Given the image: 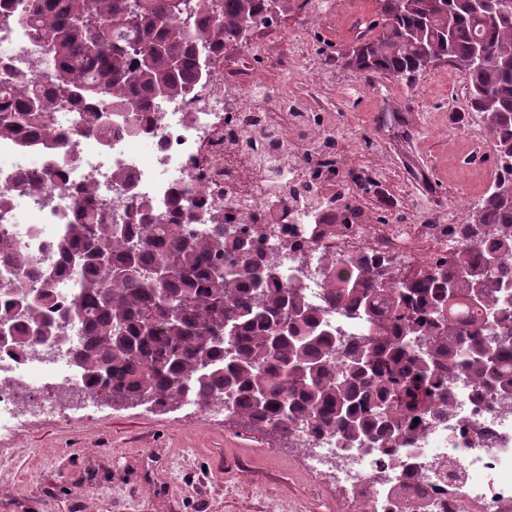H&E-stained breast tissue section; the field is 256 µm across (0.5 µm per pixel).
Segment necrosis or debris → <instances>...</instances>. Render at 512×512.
I'll list each match as a JSON object with an SVG mask.
<instances>
[{"instance_id":"necrosis-or-debris-1","label":"necrosis or debris","mask_w":512,"mask_h":512,"mask_svg":"<svg viewBox=\"0 0 512 512\" xmlns=\"http://www.w3.org/2000/svg\"><path fill=\"white\" fill-rule=\"evenodd\" d=\"M200 64L207 88L193 99H166L155 105L144 122L134 112L99 104L102 130H86L80 113L70 107L54 112L53 135L66 138V151L50 153L34 143L0 138V187L12 199L0 207V230H7L32 256L35 270L57 274L58 299L67 301L75 275L63 268L51 248L67 224L79 218L77 187L92 183L103 220L126 221L128 195L149 202L155 217L165 218L175 192H184L202 212L254 216L250 229L263 241L269 258L282 268L287 282L303 288L324 323L348 344L363 334L362 312H347L326 303L323 251L345 255L364 247L370 258H384L393 272H403L406 251L396 247L403 225H393L390 237L374 238L368 224L330 229L306 224L291 212L266 208L277 171L258 168L248 152L244 132L252 121L268 123L269 113L253 103L263 91L273 110L292 118L304 137L303 150L333 138L329 124L314 125L316 116L307 96L291 97L257 78L242 79L225 67L221 56L203 53ZM27 27L0 31V79L26 82L50 72ZM272 110V111H273ZM126 172L130 185L115 182V171ZM61 172L62 183L32 193L18 188L26 173L39 177ZM458 407L448 419H424L420 437L380 462L359 451L339 452L330 435L299 433L294 444L303 448L308 467L330 475L337 484L368 497V512H474L490 504L495 512H512V399L480 393L463 378H451ZM92 390L75 371L67 344L35 342L23 356L0 350V431L12 430L26 409L66 414V399L91 400ZM409 489L397 499L392 490Z\"/></svg>"}]
</instances>
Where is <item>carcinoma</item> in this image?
<instances>
[{
    "mask_svg": "<svg viewBox=\"0 0 512 512\" xmlns=\"http://www.w3.org/2000/svg\"><path fill=\"white\" fill-rule=\"evenodd\" d=\"M327 0H0V25L28 26L47 43L55 67L49 84L0 82V136L24 137L66 102L99 127L92 103L109 100L149 112L160 99L190 96L202 87L197 52L246 46L245 33ZM352 55L357 72L412 81L440 57L466 63L475 43L485 60L466 67L469 103L491 134L496 176L456 232L450 256L422 273L396 278L386 265L357 251L328 258V304L361 309L360 342L336 352V332L313 311L303 290L285 286L283 271L266 261L244 232H224L213 217L178 196L176 223L153 224L149 205L131 200L129 223L106 224L91 184L80 191L76 224L53 244L83 272L67 305L58 304L55 278L41 276L33 298L23 275L28 260L0 233V262L20 276L7 286L0 317L12 350L42 337L69 342L65 329L87 326L75 351L77 372L96 395L134 401L150 397L156 410L192 393L205 408L224 405L246 428L284 438L298 428L326 432L337 447L364 448L377 458L414 441L436 403L454 410L443 376L461 373L474 387L512 393V15L484 19L464 0H375ZM220 18L209 19L212 7ZM275 143L252 125L249 147L260 156ZM300 181L286 179L268 205L313 219L326 211L346 227L358 213L338 199L314 195L333 160L296 157ZM167 276L157 284L156 271ZM480 289L475 296L472 289Z\"/></svg>",
    "mask_w": 512,
    "mask_h": 512,
    "instance_id": "carcinoma-1",
    "label": "carcinoma"
}]
</instances>
